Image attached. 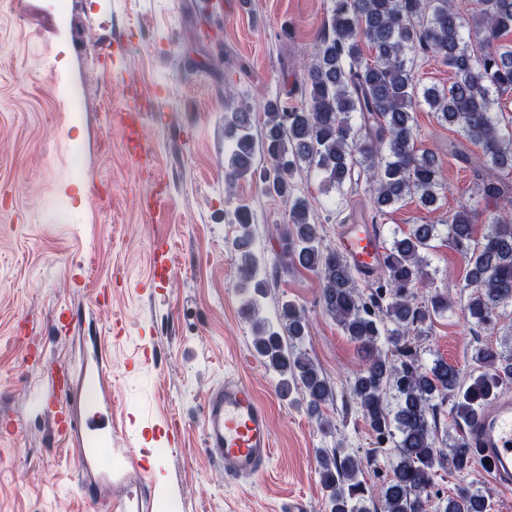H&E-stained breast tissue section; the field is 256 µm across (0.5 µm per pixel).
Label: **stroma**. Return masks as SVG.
I'll list each match as a JSON object with an SVG mask.
<instances>
[{
  "label": "stroma",
  "instance_id": "35a3bbf8",
  "mask_svg": "<svg viewBox=\"0 0 512 512\" xmlns=\"http://www.w3.org/2000/svg\"><path fill=\"white\" fill-rule=\"evenodd\" d=\"M203 17V0H0V512H110L127 494L147 512H325L319 451L359 457L377 449L362 479L376 488L391 475L392 442H378L348 394L361 362L356 343L319 303L311 271L279 261L274 225L288 205L248 178L224 181V89L247 95L255 112L290 95L327 17L329 0H223ZM245 63L239 73L237 63ZM83 85L80 120L59 92ZM480 149L427 106L416 111L415 145L435 153L444 175L436 205L408 198L375 214L366 183L323 189L299 170L297 195L316 208L321 235L336 245L339 225L375 218L384 241L416 224H443L470 196L473 173L448 152ZM254 213L253 246L269 284L260 316L282 302L312 321L304 348L334 398L321 408L322 433L305 406L280 397L278 378L255 353L253 328L236 288L239 234L230 214ZM170 250L156 264L155 240ZM428 286L447 293L450 314L417 340L423 363L444 359L475 371L481 343L512 351V307L495 330L467 320V263L444 239L425 250ZM75 314L69 329L55 316ZM102 348L112 397V444L94 468L79 467L75 443L56 446L50 419L32 392L39 372ZM236 377L271 416L273 452L265 473L230 481L204 446L207 392ZM179 443H167L169 425Z\"/></svg>",
  "mask_w": 512,
  "mask_h": 512
}]
</instances>
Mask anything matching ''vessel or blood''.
I'll return each instance as SVG.
<instances>
[{
    "label": "vessel or blood",
    "mask_w": 512,
    "mask_h": 512,
    "mask_svg": "<svg viewBox=\"0 0 512 512\" xmlns=\"http://www.w3.org/2000/svg\"><path fill=\"white\" fill-rule=\"evenodd\" d=\"M338 245L362 276H374L384 262V244L374 225H340ZM109 370L107 357L97 354L83 361L80 367H64L63 373L92 384ZM40 399L57 423L59 438H69L72 432L78 431L92 447L107 439L110 423L83 422L70 414L66 389L51 388L42 392ZM202 424L205 446L211 457L223 466L225 477L256 478L263 474L273 447L270 416L249 385L234 377L225 378L223 384L206 395ZM467 441L487 460L494 484L511 488L512 398L501 397L480 413L469 427Z\"/></svg>",
    "instance_id": "vessel-or-blood-1"
}]
</instances>
